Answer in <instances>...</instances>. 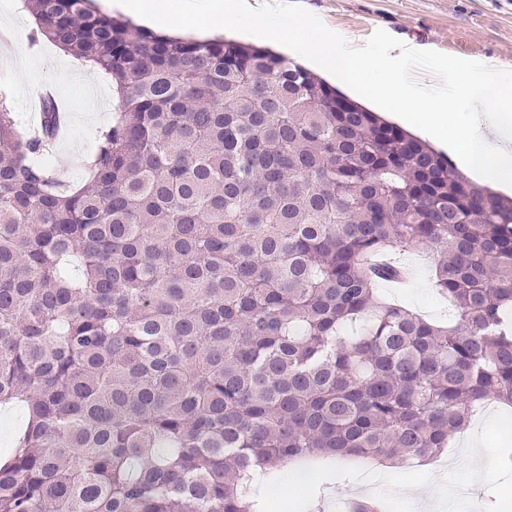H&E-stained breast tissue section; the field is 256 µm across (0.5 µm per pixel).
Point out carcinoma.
I'll return each instance as SVG.
<instances>
[{
	"label": "carcinoma",
	"mask_w": 512,
	"mask_h": 512,
	"mask_svg": "<svg viewBox=\"0 0 512 512\" xmlns=\"http://www.w3.org/2000/svg\"><path fill=\"white\" fill-rule=\"evenodd\" d=\"M119 119L67 183L0 90V512H254L257 470L435 458L512 407V199L296 60L22 0ZM425 245L444 325L377 294ZM26 420V411L22 407H14L5 410L0 408V457L9 454L12 446L13 435L18 432Z\"/></svg>",
	"instance_id": "carcinoma-1"
}]
</instances>
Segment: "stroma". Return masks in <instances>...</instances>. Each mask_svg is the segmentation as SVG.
Instances as JSON below:
<instances>
[{
	"label": "stroma",
	"instance_id": "35a3bbf8",
	"mask_svg": "<svg viewBox=\"0 0 512 512\" xmlns=\"http://www.w3.org/2000/svg\"><path fill=\"white\" fill-rule=\"evenodd\" d=\"M309 12L344 38L369 37L384 29L410 43L464 59L486 58L512 65V0H299ZM0 23L9 31L0 37V87L7 89L23 119L40 115L38 91L51 87L57 102L65 104L69 116L67 131L55 147L51 164L65 179L80 181L84 175L76 166L94 146L98 127L115 120L118 110L112 88L94 69H87L85 81L74 78L79 62L48 41L31 44L34 28L31 16L18 7V0H0ZM409 279L405 287L380 286V293L394 303L430 319H440L445 307L431 288V252L416 247L405 254ZM478 433L486 461V474L479 483V499L487 512H512V468L501 465V440L488 416H480ZM468 433L458 434L448 444L458 454L456 467L434 464L424 469L405 464L391 470L389 479L369 486L360 485L358 474L370 468V461L346 457L317 456L303 461V468L330 480L319 494L296 512H332L337 501L369 498L383 502L388 512H420L417 497L429 483H436L444 512H472V502L463 498L458 483L467 476V458L459 451L467 447Z\"/></svg>",
	"mask_w": 512,
	"mask_h": 512
}]
</instances>
